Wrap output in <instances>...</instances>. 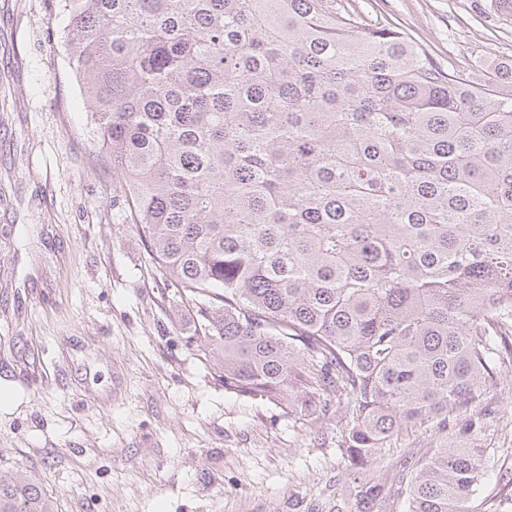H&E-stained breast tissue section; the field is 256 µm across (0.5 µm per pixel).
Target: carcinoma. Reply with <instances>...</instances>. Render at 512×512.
I'll use <instances>...</instances> for the list:
<instances>
[{
	"mask_svg": "<svg viewBox=\"0 0 512 512\" xmlns=\"http://www.w3.org/2000/svg\"><path fill=\"white\" fill-rule=\"evenodd\" d=\"M103 163L224 388L345 397L359 472L512 362V59L486 84L349 0H65ZM490 459L438 448L407 512H470ZM0 512H55L0 471Z\"/></svg>",
	"mask_w": 512,
	"mask_h": 512,
	"instance_id": "obj_1",
	"label": "carcinoma"
}]
</instances>
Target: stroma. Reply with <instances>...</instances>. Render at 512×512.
I'll list each match as a JSON object with an SVG mask.
<instances>
[{
  "label": "stroma",
  "instance_id": "1",
  "mask_svg": "<svg viewBox=\"0 0 512 512\" xmlns=\"http://www.w3.org/2000/svg\"><path fill=\"white\" fill-rule=\"evenodd\" d=\"M466 74L512 57L502 0H356ZM65 0H0V468L57 512H404L448 441L493 466L471 512H512V364L466 417L403 427L351 474L343 406L289 409L224 388L190 301L165 288L100 161L63 47Z\"/></svg>",
  "mask_w": 512,
  "mask_h": 512
}]
</instances>
